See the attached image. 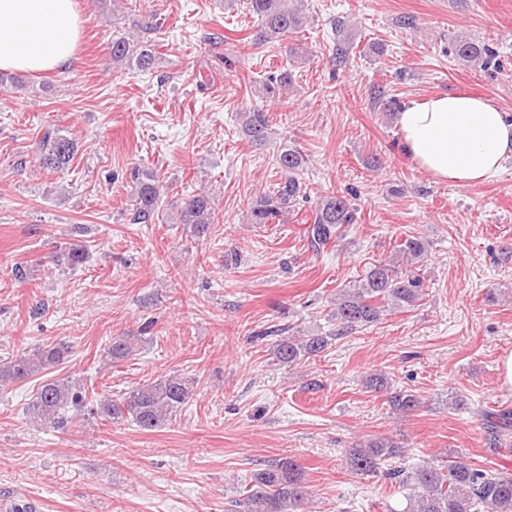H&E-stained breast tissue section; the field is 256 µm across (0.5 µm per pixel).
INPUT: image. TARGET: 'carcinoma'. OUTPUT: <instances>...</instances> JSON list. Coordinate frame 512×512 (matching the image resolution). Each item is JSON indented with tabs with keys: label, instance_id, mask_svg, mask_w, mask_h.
Wrapping results in <instances>:
<instances>
[{
	"label": "carcinoma",
	"instance_id": "obj_1",
	"mask_svg": "<svg viewBox=\"0 0 512 512\" xmlns=\"http://www.w3.org/2000/svg\"><path fill=\"white\" fill-rule=\"evenodd\" d=\"M288 6V0H249V11L261 19L259 38L275 42L299 32L307 23L303 0ZM125 36L112 40V64L132 73H145L155 63V41L151 36L158 30L155 15L150 12L131 14ZM454 55L467 63L492 58L495 51L467 39H455ZM292 83L287 70L270 75L264 85L267 94L279 95ZM242 133L255 143L265 141L272 124L268 113L259 108H246L240 116ZM36 158L42 168L64 173L78 150L77 142L58 128L38 132L34 142ZM283 179L270 193L257 196L249 207L252 224H284L290 208L304 192L301 172L306 155L296 147L283 146L275 158ZM131 200L127 208L133 224H156L168 220L162 205L165 185L157 173L135 169L131 175ZM358 211L343 197H324L311 210L306 220V236L316 251L337 240L343 228L357 223ZM217 214L209 196L199 193L190 196L176 215V223L187 224L192 232L201 235L216 223ZM395 254L380 260L365 270L357 284L342 291L333 303L330 317L335 329L327 336H287L276 340L273 360L288 367L302 360L319 356L329 341L357 328L369 326L380 319L383 309L390 306L408 311L425 298L422 277L417 270L404 271L400 263L416 264L427 254V244L417 237H407L397 243ZM84 250L75 246L65 249L56 262L76 267L84 261ZM131 336H115L104 351L109 360H123L134 352ZM64 349L53 346L39 348L0 367V383L26 380L60 363ZM367 387L388 394L387 402L397 413H408L420 406L419 397L410 390H394L389 379L376 374L368 379ZM192 395V383L178 375L164 376L155 382L128 391L120 402L110 399L99 402L98 414L112 419L130 421L143 430L153 431L172 422ZM86 395L69 379L48 380L39 387L28 413L34 419H49L64 424L69 412L84 407ZM492 433L501 438L512 430V412L503 411L490 423ZM402 447L390 438H375L349 450L353 470L378 474L382 462L399 458ZM384 478L407 488V505L402 512H512V475L476 468L459 454H450L438 462H427L416 469L396 466L384 472ZM302 468L292 460L281 459L267 464L253 475L244 494L232 499L226 512H306L308 501Z\"/></svg>",
	"mask_w": 512,
	"mask_h": 512
}]
</instances>
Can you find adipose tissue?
<instances>
[{"label":"adipose tissue","instance_id":"1","mask_svg":"<svg viewBox=\"0 0 512 512\" xmlns=\"http://www.w3.org/2000/svg\"><path fill=\"white\" fill-rule=\"evenodd\" d=\"M79 37L74 0H0L2 72L66 69L76 59ZM395 121L406 157L437 183H483L512 157V117L476 96L413 100Z\"/></svg>","mask_w":512,"mask_h":512}]
</instances>
